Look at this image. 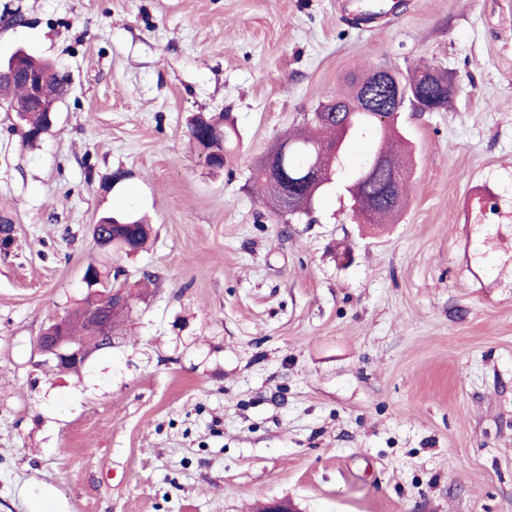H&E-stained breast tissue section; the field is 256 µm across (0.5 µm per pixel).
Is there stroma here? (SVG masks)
Listing matches in <instances>:
<instances>
[{"label": "stroma", "instance_id": "obj_1", "mask_svg": "<svg viewBox=\"0 0 512 512\" xmlns=\"http://www.w3.org/2000/svg\"><path fill=\"white\" fill-rule=\"evenodd\" d=\"M368 2L0 0V60L70 81L36 147L0 112V512H512V0H393L365 29ZM423 63L453 90L400 115L392 222L253 185L349 74ZM225 112L215 174L187 131ZM113 211L148 219L145 251L97 247ZM93 260L130 312L50 369L35 339Z\"/></svg>", "mask_w": 512, "mask_h": 512}]
</instances>
